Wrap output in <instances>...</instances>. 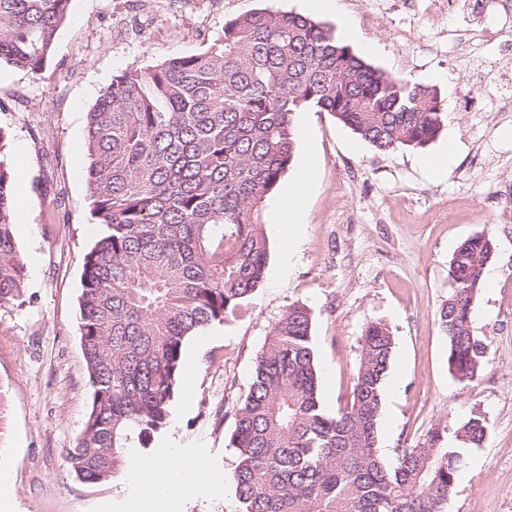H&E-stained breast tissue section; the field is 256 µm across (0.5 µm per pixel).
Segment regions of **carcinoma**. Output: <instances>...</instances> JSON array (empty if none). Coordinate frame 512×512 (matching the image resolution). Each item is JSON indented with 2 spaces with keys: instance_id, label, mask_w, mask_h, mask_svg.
Masks as SVG:
<instances>
[{
  "instance_id": "carcinoma-1",
  "label": "carcinoma",
  "mask_w": 512,
  "mask_h": 512,
  "mask_svg": "<svg viewBox=\"0 0 512 512\" xmlns=\"http://www.w3.org/2000/svg\"><path fill=\"white\" fill-rule=\"evenodd\" d=\"M71 0H0V66L39 75ZM330 112L381 151L439 136L432 85L385 73L326 25L273 6L224 25L197 53L113 78L87 114V188L102 233L83 257L79 301L90 410L68 464L83 483L113 478L171 416L185 342L261 285L269 243L260 221L295 151L293 115ZM0 130V306L23 293L12 175ZM493 238L454 252L441 304L451 376L480 375L487 344L472 312ZM394 336L369 323L350 401L326 413L310 311L293 305L256 356L229 446L240 512H443L464 464L433 430L387 465L377 447ZM488 432L473 414L456 439Z\"/></svg>"
}]
</instances>
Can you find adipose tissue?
I'll return each instance as SVG.
<instances>
[{
  "label": "adipose tissue",
  "instance_id": "adipose-tissue-1",
  "mask_svg": "<svg viewBox=\"0 0 512 512\" xmlns=\"http://www.w3.org/2000/svg\"><path fill=\"white\" fill-rule=\"evenodd\" d=\"M314 179V170L306 167L281 188L277 207L288 219L289 242L298 240L302 200ZM129 474L136 512H170L176 499L193 494L205 481L219 491L227 487L224 478L212 475L206 461L186 458L172 441L163 442L152 456L133 459Z\"/></svg>",
  "mask_w": 512,
  "mask_h": 512
}]
</instances>
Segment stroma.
I'll use <instances>...</instances> for the list:
<instances>
[{
    "label": "stroma",
    "instance_id": "stroma-1",
    "mask_svg": "<svg viewBox=\"0 0 512 512\" xmlns=\"http://www.w3.org/2000/svg\"><path fill=\"white\" fill-rule=\"evenodd\" d=\"M342 33L380 70L440 89L447 121L422 147L381 152L328 112L295 113L293 162L314 161L301 242L286 260L288 227L267 200L266 276L255 295L223 322L189 339L193 388H179L161 439L215 475L233 476L231 414L250 385L255 359L288 307L310 311L321 403L335 414L351 396L359 338L380 321L394 339L391 381L383 387L378 446L386 462L428 431H455L473 413L488 433L467 449L444 512H512V117L490 97L512 95V52L496 43L463 49L470 24L512 31V15L491 10L469 22L431 0H271ZM261 0H72L42 74L0 67V129L8 135L13 195L25 203L28 230H15L24 293L0 307V476L10 494L0 512H133L127 472L90 486L66 456L83 429L91 389L80 344L83 256L99 238L86 183V115L115 76L198 52L226 22ZM454 142L456 156L435 177L420 160ZM494 239L493 286L480 288L472 328L487 344L478 379L448 372L439 326L449 262L468 237Z\"/></svg>",
    "mask_w": 512,
    "mask_h": 512
}]
</instances>
